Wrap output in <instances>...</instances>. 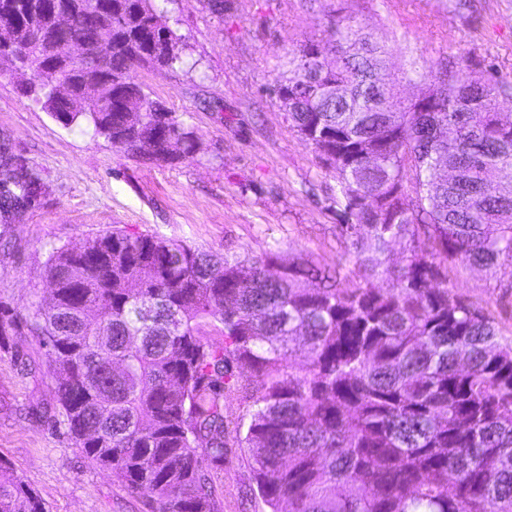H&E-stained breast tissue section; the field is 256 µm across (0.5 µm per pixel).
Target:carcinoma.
I'll use <instances>...</instances> for the list:
<instances>
[{
  "mask_svg": "<svg viewBox=\"0 0 512 512\" xmlns=\"http://www.w3.org/2000/svg\"><path fill=\"white\" fill-rule=\"evenodd\" d=\"M19 2L0 38L34 73L26 95L144 163L193 156L195 131L133 76L186 63L165 7ZM58 10L91 48L79 64L53 50ZM319 53L341 91L311 86L302 58ZM285 66L273 92L288 87L292 130L332 169L358 282L301 255L218 258L116 228L54 249L49 299L1 304L0 340L36 335L75 447L154 512H223L211 472L243 446L271 512H512V342L448 287L451 265L512 270V180L490 177L512 172V85L416 61L378 85L386 48L345 17ZM403 81L415 101L393 100ZM35 199L28 172L0 168L1 207ZM0 512H47L3 461Z\"/></svg>",
  "mask_w": 512,
  "mask_h": 512,
  "instance_id": "obj_1",
  "label": "carcinoma"
}]
</instances>
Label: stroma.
<instances>
[{"instance_id": "obj_1", "label": "stroma", "mask_w": 512, "mask_h": 512, "mask_svg": "<svg viewBox=\"0 0 512 512\" xmlns=\"http://www.w3.org/2000/svg\"><path fill=\"white\" fill-rule=\"evenodd\" d=\"M169 0V23L189 46L190 64L137 70L136 80L196 132L198 150L176 164H146L101 137L57 122L21 87L29 71L0 68V136L44 184L38 207L0 223V302L17 312L48 295L51 248H77L125 228L181 241L215 255L299 254L350 271L338 239L339 196L332 174L291 129L272 93L289 52L325 39L349 17L383 37L397 73L409 59L433 69L465 59L478 79L512 83V0ZM448 282L483 307L512 340V288L456 266ZM18 361H0V459L48 512H153L122 482L91 464L66 426L39 413L57 407L54 379L31 334L8 343ZM249 449H238L213 479L224 512H269L252 479Z\"/></svg>"}]
</instances>
